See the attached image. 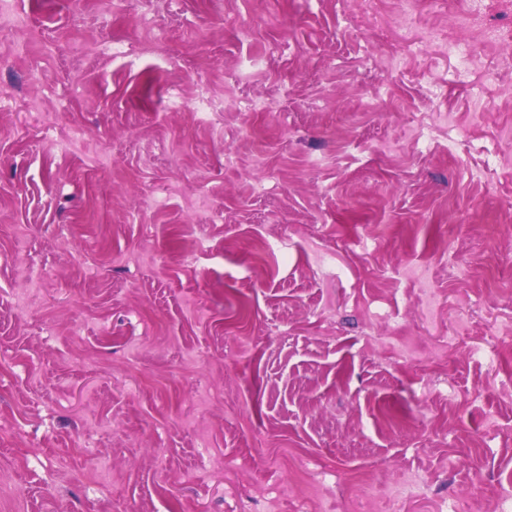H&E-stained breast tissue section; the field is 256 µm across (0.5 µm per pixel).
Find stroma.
<instances>
[{
	"mask_svg": "<svg viewBox=\"0 0 512 512\" xmlns=\"http://www.w3.org/2000/svg\"><path fill=\"white\" fill-rule=\"evenodd\" d=\"M18 2L0 512H512V0Z\"/></svg>",
	"mask_w": 512,
	"mask_h": 512,
	"instance_id": "obj_1",
	"label": "stroma"
}]
</instances>
